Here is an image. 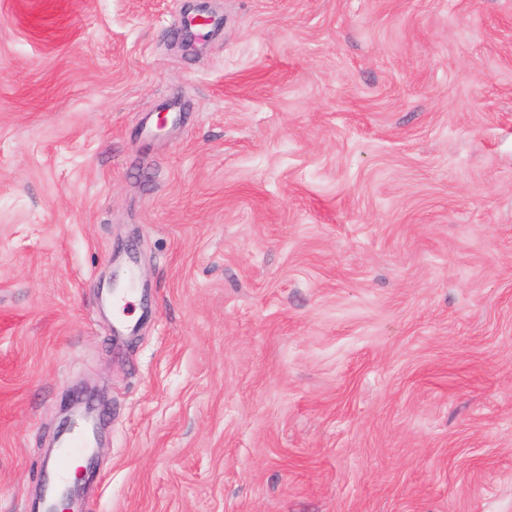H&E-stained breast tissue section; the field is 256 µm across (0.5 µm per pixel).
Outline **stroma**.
I'll return each mask as SVG.
<instances>
[{
  "label": "stroma",
  "instance_id": "35a3bbf8",
  "mask_svg": "<svg viewBox=\"0 0 512 512\" xmlns=\"http://www.w3.org/2000/svg\"><path fill=\"white\" fill-rule=\"evenodd\" d=\"M183 4L0 0V512H512V0ZM62 447L43 474L39 485L41 496L35 503L27 502V512H48L56 504V491L59 488L73 485L67 474L71 468L72 458H77L83 465L84 458L93 452L88 434L82 425H76L64 431L61 436Z\"/></svg>",
  "mask_w": 512,
  "mask_h": 512
}]
</instances>
